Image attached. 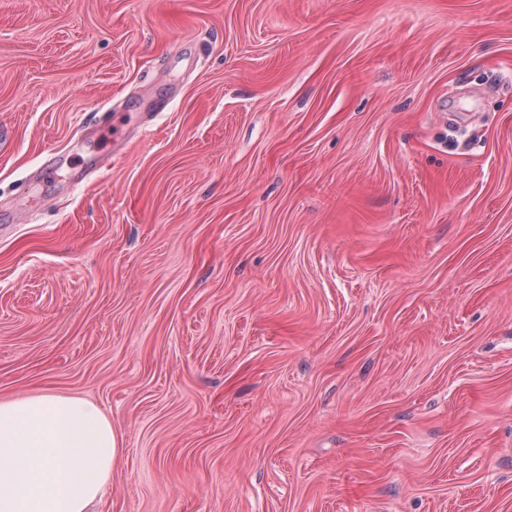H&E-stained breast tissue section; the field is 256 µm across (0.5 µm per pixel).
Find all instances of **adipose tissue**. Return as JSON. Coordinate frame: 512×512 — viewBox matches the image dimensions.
Returning <instances> with one entry per match:
<instances>
[{
    "label": "adipose tissue",
    "mask_w": 512,
    "mask_h": 512,
    "mask_svg": "<svg viewBox=\"0 0 512 512\" xmlns=\"http://www.w3.org/2000/svg\"><path fill=\"white\" fill-rule=\"evenodd\" d=\"M120 455L111 421L90 401H1L0 512H90Z\"/></svg>",
    "instance_id": "obj_1"
}]
</instances>
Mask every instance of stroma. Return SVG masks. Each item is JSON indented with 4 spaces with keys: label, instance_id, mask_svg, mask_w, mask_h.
<instances>
[{
    "label": "stroma",
    "instance_id": "35a3bbf8",
    "mask_svg": "<svg viewBox=\"0 0 512 512\" xmlns=\"http://www.w3.org/2000/svg\"><path fill=\"white\" fill-rule=\"evenodd\" d=\"M46 393L120 437L102 512H512V0H0Z\"/></svg>",
    "mask_w": 512,
    "mask_h": 512
}]
</instances>
